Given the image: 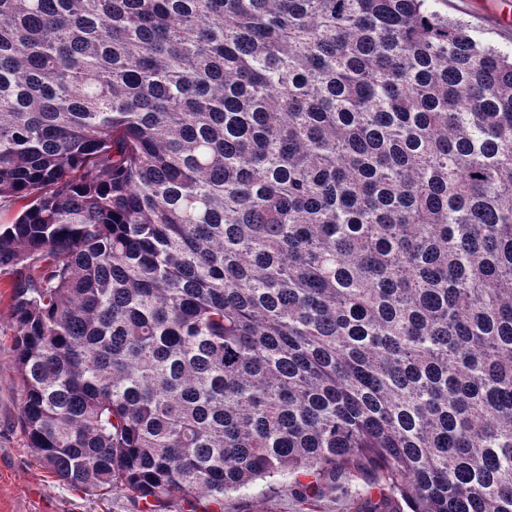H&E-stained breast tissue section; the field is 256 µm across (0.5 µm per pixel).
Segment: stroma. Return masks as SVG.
<instances>
[{
	"mask_svg": "<svg viewBox=\"0 0 512 512\" xmlns=\"http://www.w3.org/2000/svg\"><path fill=\"white\" fill-rule=\"evenodd\" d=\"M448 16L480 29L502 50L512 49V0H448ZM11 277L0 274V512H144L125 492L96 498L75 490L42 468L27 448L18 425L20 382L12 367L14 327ZM360 475H346L339 488L325 490L313 507L300 505L286 481L273 482L264 497L228 494L224 512H353L351 491L366 487Z\"/></svg>",
	"mask_w": 512,
	"mask_h": 512,
	"instance_id": "1",
	"label": "stroma"
}]
</instances>
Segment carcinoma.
<instances>
[{
  "instance_id": "obj_1",
  "label": "carcinoma",
  "mask_w": 512,
  "mask_h": 512,
  "mask_svg": "<svg viewBox=\"0 0 512 512\" xmlns=\"http://www.w3.org/2000/svg\"><path fill=\"white\" fill-rule=\"evenodd\" d=\"M446 0H0L19 425L158 512L347 473L512 512V50Z\"/></svg>"
}]
</instances>
